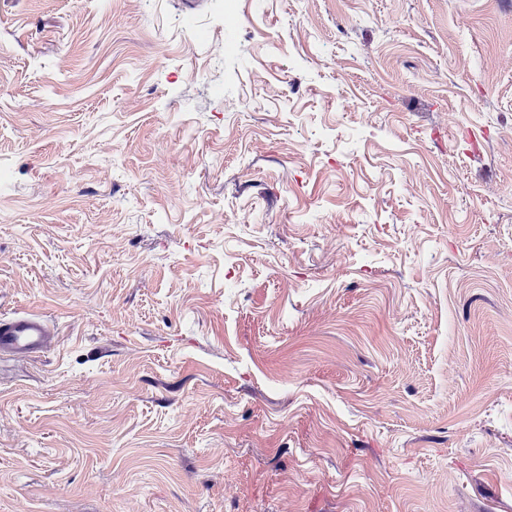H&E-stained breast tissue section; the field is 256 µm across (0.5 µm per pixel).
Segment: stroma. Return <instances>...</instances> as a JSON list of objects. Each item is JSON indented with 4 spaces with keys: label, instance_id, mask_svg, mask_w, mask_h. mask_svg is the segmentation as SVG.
Instances as JSON below:
<instances>
[{
    "label": "stroma",
    "instance_id": "1",
    "mask_svg": "<svg viewBox=\"0 0 512 512\" xmlns=\"http://www.w3.org/2000/svg\"><path fill=\"white\" fill-rule=\"evenodd\" d=\"M183 3L0 0V512H512V0ZM57 335L54 325L42 314L0 317V355L32 356L46 349Z\"/></svg>",
    "mask_w": 512,
    "mask_h": 512
}]
</instances>
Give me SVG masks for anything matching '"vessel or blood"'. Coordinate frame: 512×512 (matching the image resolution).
<instances>
[{
  "label": "vessel or blood",
  "mask_w": 512,
  "mask_h": 512,
  "mask_svg": "<svg viewBox=\"0 0 512 512\" xmlns=\"http://www.w3.org/2000/svg\"><path fill=\"white\" fill-rule=\"evenodd\" d=\"M57 330L46 316L21 313L0 317V355L31 356L52 342Z\"/></svg>",
  "instance_id": "b4317fda"
}]
</instances>
